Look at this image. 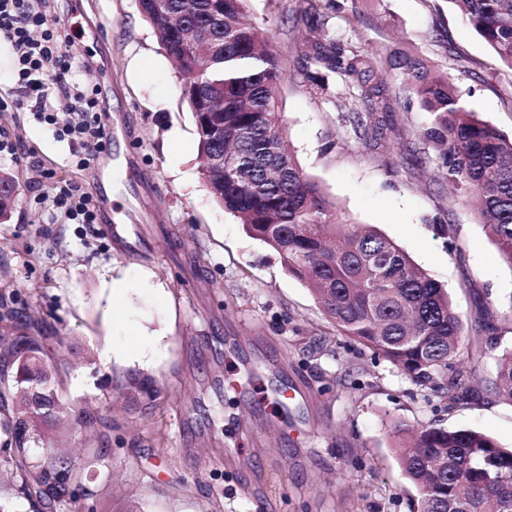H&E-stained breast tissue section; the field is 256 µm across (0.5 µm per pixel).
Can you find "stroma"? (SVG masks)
Segmentation results:
<instances>
[{
  "label": "stroma",
  "mask_w": 512,
  "mask_h": 512,
  "mask_svg": "<svg viewBox=\"0 0 512 512\" xmlns=\"http://www.w3.org/2000/svg\"><path fill=\"white\" fill-rule=\"evenodd\" d=\"M342 6L363 44L400 49L448 73L477 119L512 137V69L467 24L454 0H250L248 17L281 49L278 108L294 155L343 219L396 244L447 288L467 336L479 323L512 347V265L473 208L449 205L436 154L419 137L431 116L417 99L383 134L348 121L340 76L314 93L292 54L305 10ZM92 56L78 80L99 87L112 139V184L135 223L49 221L55 179L92 191L94 169L74 163L79 141L58 139L26 112L0 111V174L16 185L0 222V334L29 326L54 364L60 400L90 411L92 433L50 430L79 471L70 498L48 512H415L395 425L472 428L512 448V403L490 389L495 352L473 356L479 397L449 405L328 321L279 256L217 205L202 176L181 76L136 0H83L73 16ZM453 224V234L440 226ZM123 279L125 298L108 284ZM161 334L148 361L143 336ZM124 350L104 361L110 347ZM256 371L301 396L292 431L274 428L252 387ZM169 394L146 407L125 399L129 380Z\"/></svg>",
  "instance_id": "1"
}]
</instances>
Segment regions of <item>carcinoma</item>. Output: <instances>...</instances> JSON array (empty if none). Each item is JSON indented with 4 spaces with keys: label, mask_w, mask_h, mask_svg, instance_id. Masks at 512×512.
<instances>
[{
    "label": "carcinoma",
    "mask_w": 512,
    "mask_h": 512,
    "mask_svg": "<svg viewBox=\"0 0 512 512\" xmlns=\"http://www.w3.org/2000/svg\"><path fill=\"white\" fill-rule=\"evenodd\" d=\"M248 0H137L143 18L182 76L183 101L193 114L200 154L222 151L233 166L208 169L204 178L214 201L280 257L288 273L306 283L340 335L370 348L454 405L476 393L468 368L474 352L494 350L496 326L466 340L448 292L412 263L393 242L369 228L342 221L336 205L298 164L277 110V85L286 55L264 31L245 21ZM461 11L498 58L512 69V0H457ZM344 34L325 33L329 16L317 14L303 37L310 45L304 68L313 89H326L322 71L341 75L353 88L356 127L384 129L381 112L385 67L405 82L433 117L422 133L441 160L442 179L464 197L490 228L512 264V138L475 118L463 94L446 75L431 72L420 58L393 50L378 60L353 42V21L340 16ZM14 181L0 178V220L10 219ZM15 364L0 383V432L12 447L0 450V468L12 471L19 493L34 512L70 495L78 480L74 466L55 451L33 464L27 444L63 423L91 430L89 414L66 411L42 337L22 332L7 342ZM495 394L512 401V350L496 358ZM131 400L166 397L156 383L133 382ZM399 460L418 487L417 512H512V449L474 429L427 427L400 446Z\"/></svg>",
    "instance_id": "carcinoma-1"
}]
</instances>
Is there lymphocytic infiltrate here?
<instances>
[{
  "label": "lymphocytic infiltrate",
  "mask_w": 512,
  "mask_h": 512,
  "mask_svg": "<svg viewBox=\"0 0 512 512\" xmlns=\"http://www.w3.org/2000/svg\"><path fill=\"white\" fill-rule=\"evenodd\" d=\"M51 0H0V38L19 51L12 79L13 105L53 126L58 137L83 145L77 165L87 168L105 150V128L98 87L74 82L69 48L77 32L67 14L51 10ZM55 211L77 224H96L100 214L88 193L58 182Z\"/></svg>",
  "instance_id": "lymphocytic-infiltrate-1"
}]
</instances>
